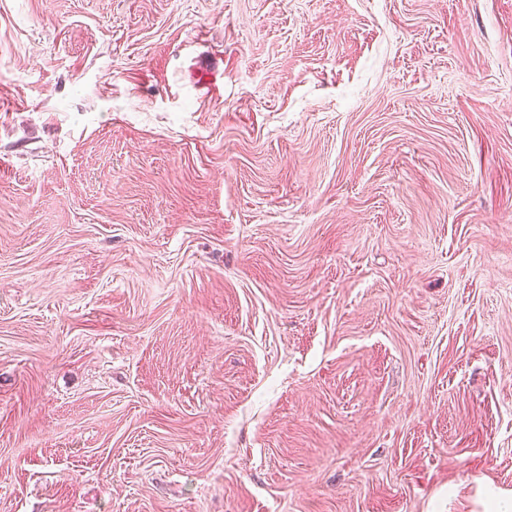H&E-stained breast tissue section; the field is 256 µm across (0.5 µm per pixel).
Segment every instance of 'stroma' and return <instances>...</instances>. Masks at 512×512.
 Masks as SVG:
<instances>
[{
	"mask_svg": "<svg viewBox=\"0 0 512 512\" xmlns=\"http://www.w3.org/2000/svg\"><path fill=\"white\" fill-rule=\"evenodd\" d=\"M512 502V0H0V512Z\"/></svg>",
	"mask_w": 512,
	"mask_h": 512,
	"instance_id": "35a3bbf8",
	"label": "stroma"
}]
</instances>
